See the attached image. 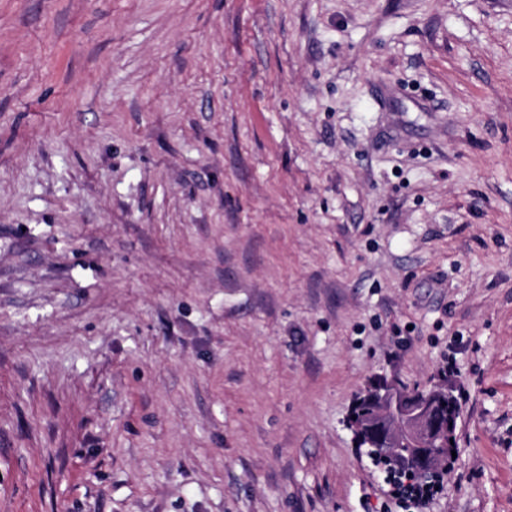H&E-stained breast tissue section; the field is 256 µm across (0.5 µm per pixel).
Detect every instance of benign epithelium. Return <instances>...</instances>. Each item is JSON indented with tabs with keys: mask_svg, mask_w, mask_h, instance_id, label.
Instances as JSON below:
<instances>
[{
	"mask_svg": "<svg viewBox=\"0 0 512 512\" xmlns=\"http://www.w3.org/2000/svg\"><path fill=\"white\" fill-rule=\"evenodd\" d=\"M354 432L367 429L396 448H423L453 438L456 424L442 418L429 396H416L391 381L378 394L375 414L366 421L350 419Z\"/></svg>",
	"mask_w": 512,
	"mask_h": 512,
	"instance_id": "7a95c632",
	"label": "benign epithelium"
}]
</instances>
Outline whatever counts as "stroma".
<instances>
[{
	"label": "stroma",
	"instance_id": "35a3bbf8",
	"mask_svg": "<svg viewBox=\"0 0 512 512\" xmlns=\"http://www.w3.org/2000/svg\"><path fill=\"white\" fill-rule=\"evenodd\" d=\"M379 376L512 512V0H0V512H403ZM350 427L355 436L367 429L393 448L409 445L425 448L429 443L448 444L456 431L450 417L442 418L436 404L429 396H416L396 382H389L378 394L375 414L366 421L350 418Z\"/></svg>",
	"mask_w": 512,
	"mask_h": 512
}]
</instances>
